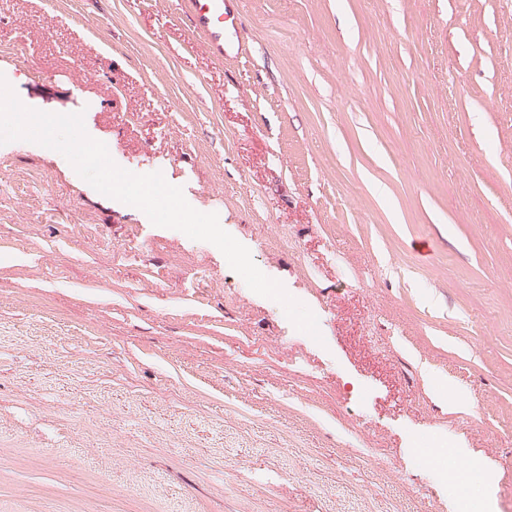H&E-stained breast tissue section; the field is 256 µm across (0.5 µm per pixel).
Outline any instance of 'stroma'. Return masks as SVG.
Wrapping results in <instances>:
<instances>
[{
	"label": "stroma",
	"instance_id": "1",
	"mask_svg": "<svg viewBox=\"0 0 512 512\" xmlns=\"http://www.w3.org/2000/svg\"><path fill=\"white\" fill-rule=\"evenodd\" d=\"M237 10L219 60L173 0H0L20 101L217 213L322 335L0 145V512H458L428 442L512 512V0Z\"/></svg>",
	"mask_w": 512,
	"mask_h": 512
}]
</instances>
